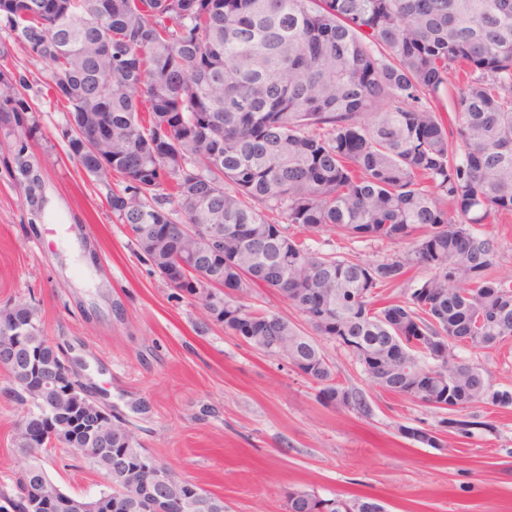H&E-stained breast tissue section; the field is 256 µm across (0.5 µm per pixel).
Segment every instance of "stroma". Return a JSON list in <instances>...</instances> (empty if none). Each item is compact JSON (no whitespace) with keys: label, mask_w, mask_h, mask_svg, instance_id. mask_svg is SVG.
<instances>
[{"label":"stroma","mask_w":512,"mask_h":512,"mask_svg":"<svg viewBox=\"0 0 512 512\" xmlns=\"http://www.w3.org/2000/svg\"><path fill=\"white\" fill-rule=\"evenodd\" d=\"M0 64L23 76L41 134L30 144L43 193L61 206L55 222L25 203L0 164V308L34 306L40 328L74 358L90 395L123 415L143 448L177 476L222 497L224 512H287L288 493L367 497L387 512H512V407L463 409L467 432L442 426L444 411L383 391L334 343L321 347L338 382L366 411L326 404L317 384L278 358L201 330L199 301L176 298L135 252L112 215L107 187L66 155V114L48 87L47 65L14 46L0 17ZM311 247L372 263L411 249L408 240L346 241L334 231L295 229ZM491 385L512 390V339L492 349L458 346ZM0 369V481L26 466L14 450L24 406L6 394ZM144 402L148 410L134 412ZM437 432L432 448L401 427ZM45 467L64 490L94 497L103 472L64 454Z\"/></svg>","instance_id":"stroma-1"}]
</instances>
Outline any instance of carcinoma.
Returning <instances> with one entry per match:
<instances>
[{"label":"carcinoma","instance_id":"cac0c4a2","mask_svg":"<svg viewBox=\"0 0 512 512\" xmlns=\"http://www.w3.org/2000/svg\"><path fill=\"white\" fill-rule=\"evenodd\" d=\"M14 43L49 67L67 112V156L92 178L119 188L106 200L128 227L139 257L163 276L181 245L177 224L224 225V285L206 293L201 328L227 335L253 324V345L294 363L331 405L363 411L362 394L336 382L316 341L323 336L356 362L391 336L444 330L472 349L512 337V280L494 273L497 241L477 226L512 216V0H0ZM0 130L14 180L35 200L40 176L29 141L39 127L22 77L0 70ZM454 117L443 115L448 79ZM112 125L100 158L94 136ZM327 228L347 240L413 239L404 254L373 263L315 251L288 233ZM421 264L432 276L404 301L377 306V289ZM271 288L305 317L315 336L244 302ZM20 322L41 334L26 302L0 308V327ZM432 360L428 365L423 359ZM381 388L423 404L462 410L480 401L482 372L448 347L413 352L406 371L367 372ZM112 435L133 460L146 452L112 414ZM14 448L26 468L0 499L54 484L53 451L109 471L105 458L64 439ZM166 512H224V499L178 477ZM112 512H144L138 486L112 474ZM310 510L371 512L369 499L310 495Z\"/></svg>","mask_w":512,"mask_h":512}]
</instances>
